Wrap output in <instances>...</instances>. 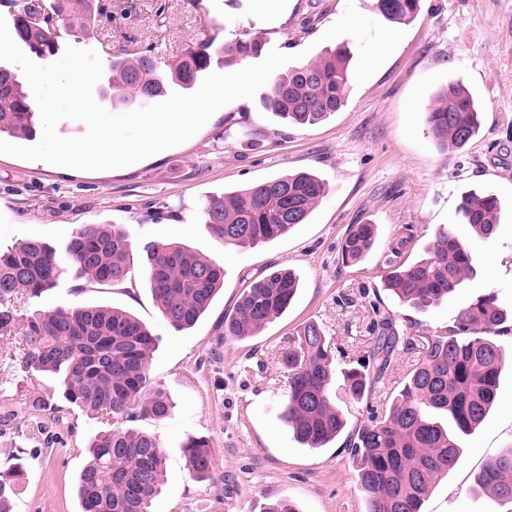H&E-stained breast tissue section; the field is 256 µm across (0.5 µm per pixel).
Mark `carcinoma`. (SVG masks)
Returning <instances> with one entry per match:
<instances>
[{"instance_id": "obj_1", "label": "carcinoma", "mask_w": 512, "mask_h": 512, "mask_svg": "<svg viewBox=\"0 0 512 512\" xmlns=\"http://www.w3.org/2000/svg\"><path fill=\"white\" fill-rule=\"evenodd\" d=\"M13 2L17 38L41 58L57 50L60 28L88 36L97 26L98 0ZM378 6L390 21L405 23L418 15L420 0H378ZM260 48L261 40L252 37L226 41L215 51L207 40L173 63L146 53L114 57L106 93L115 105L145 106L175 86L191 89L212 62L230 68ZM348 64L347 50L327 49L276 77L265 105L290 123L319 124L344 105ZM36 118L17 72L0 64V136L28 137ZM426 123L444 151L462 148L479 134L478 106L463 82L442 87ZM326 191L324 181L312 173L286 174L209 196L204 219L217 241L251 249L306 223ZM501 212L496 195L475 190L462 195L458 208L462 223L485 239L495 234ZM375 239L376 225L353 226L342 243L341 262L362 261ZM409 242L405 238L391 249L383 280L384 288L402 304L416 309L437 305L473 272L455 224L439 226L432 247L406 264L400 259ZM65 251L66 266L56 249L41 241H24L0 252V344L9 345L24 371L60 376L67 402L112 424L88 445L78 479L81 512H151L166 457L155 436L122 427L137 418L162 420L172 409L165 390L151 377V331L133 314L113 307L36 309L25 317L16 308L18 301L40 297L69 272L89 286L123 283L132 259L130 235L111 224H83ZM144 264L161 315L179 331L193 327L224 287L223 266L181 244L150 245ZM298 288L299 278L286 269L252 280L224 318V335L237 340L257 335L288 310ZM503 320V312L488 299L460 309L448 332L425 337L421 357L411 364L390 406L355 428L348 451L366 512H422L433 482L457 465L461 437L485 420L496 401L504 358L490 334ZM400 340L393 319L385 317L369 351L367 370L342 369L343 383L334 392L332 345L317 323L302 326L284 355L290 377L283 417L294 438L312 450L336 439L347 421L334 398L358 401L370 386L388 384ZM181 448L196 478H210L214 458L209 438L190 435ZM22 471V465L0 470V512H9L10 497L24 484ZM475 489L490 492L503 512H512V448L484 463L475 476Z\"/></svg>"}]
</instances>
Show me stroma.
<instances>
[{
  "mask_svg": "<svg viewBox=\"0 0 512 512\" xmlns=\"http://www.w3.org/2000/svg\"><path fill=\"white\" fill-rule=\"evenodd\" d=\"M383 21L377 0H100L93 36H63L60 47L81 46L112 57L151 51L171 61L207 38L216 44L259 34L265 50L317 57L335 40L324 32L347 2ZM404 38L364 84L350 83L346 104L314 126L287 124L264 103L233 101L186 142L133 165L105 171L61 169L0 154V249L40 240L63 249L83 224L127 229L133 259L127 280L89 286L68 277L17 308L104 305L127 310L156 338L154 379L174 408L162 420L139 418L132 428L158 438L166 473L152 512H267L288 498L299 512H365L355 466L339 436L327 448L298 445L280 419L288 370L283 357L297 328L317 322L333 344L337 368L366 359L391 316L403 341L392 381L420 354L422 337L448 330L458 311L482 297L505 314L494 341L506 357L496 402L483 424L463 440L459 463L440 478L422 512H500L475 492L485 461L512 447V0H420ZM460 79L481 108L478 136L462 149L439 150L426 127L438 90ZM299 171L317 174L327 192L307 223L254 249L219 243L203 220L208 196ZM497 195L502 219L488 239L470 238L473 276L440 305L420 311L398 304L383 287L389 248L410 234L415 260L443 224L459 223L462 193ZM377 227L376 245L361 262L338 259L351 225ZM179 242L217 257L224 288L189 330H174L146 284V245ZM293 269L302 288L288 312L246 340L225 336L224 317L249 281ZM48 409L32 407L33 397ZM104 424L72 407L59 379L31 375L0 351V467L22 459L28 479L11 512H79L75 480L86 447ZM203 435L213 444L214 474L199 480L180 445Z\"/></svg>",
  "mask_w": 512,
  "mask_h": 512,
  "instance_id": "stroma-1",
  "label": "stroma"
}]
</instances>
